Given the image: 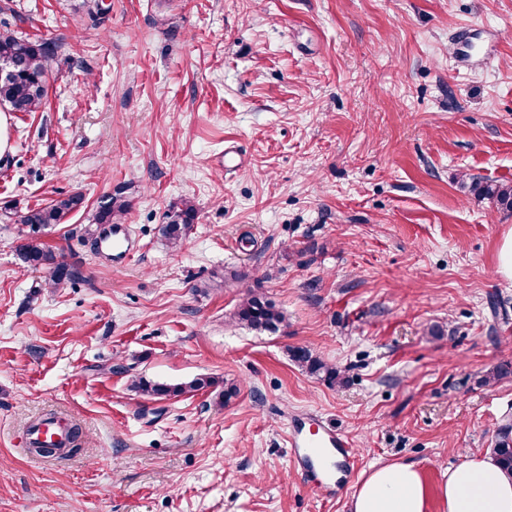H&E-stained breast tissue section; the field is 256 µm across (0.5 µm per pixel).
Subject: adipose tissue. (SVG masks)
<instances>
[{"mask_svg": "<svg viewBox=\"0 0 512 512\" xmlns=\"http://www.w3.org/2000/svg\"><path fill=\"white\" fill-rule=\"evenodd\" d=\"M448 512H512V478L486 454L449 468L442 486ZM427 489L416 463L381 466L367 475L352 497L351 512H425Z\"/></svg>", "mask_w": 512, "mask_h": 512, "instance_id": "adipose-tissue-1", "label": "adipose tissue"}]
</instances>
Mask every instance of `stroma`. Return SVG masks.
I'll use <instances>...</instances> for the list:
<instances>
[{
  "mask_svg": "<svg viewBox=\"0 0 512 512\" xmlns=\"http://www.w3.org/2000/svg\"><path fill=\"white\" fill-rule=\"evenodd\" d=\"M0 17L58 47L45 108L9 113L0 155V512H350L398 461L447 512L448 466L512 416V376L480 383L512 364V209L468 189L512 185V0H0ZM118 190L119 264L84 233ZM70 193L82 208L41 240L82 279L55 291L18 257L19 217ZM184 198L198 218L173 247L159 228ZM250 289L287 327L231 322ZM199 375L238 392L131 387ZM301 412L345 435L352 472L296 463ZM50 413L81 426L79 452L24 448ZM291 357L307 373L330 385L343 386L347 383V378L341 370L327 363L306 347L292 350Z\"/></svg>",
  "mask_w": 512,
  "mask_h": 512,
  "instance_id": "obj_1",
  "label": "stroma"
}]
</instances>
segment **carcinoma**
<instances>
[{
    "instance_id": "1",
    "label": "carcinoma",
    "mask_w": 512,
    "mask_h": 512,
    "mask_svg": "<svg viewBox=\"0 0 512 512\" xmlns=\"http://www.w3.org/2000/svg\"><path fill=\"white\" fill-rule=\"evenodd\" d=\"M56 46L47 41H30L14 35L9 23L0 20V62L10 67V72L0 78V106L12 112H36L45 102L49 62L55 55ZM473 191L479 198L495 200L512 209V186L474 184ZM83 195H64L51 204L30 208L21 215V223L28 227V233L17 247L21 261L31 269L46 270V285L63 288L80 281V271L69 264L62 253H56L39 241L42 230L63 223L65 217L79 208ZM127 211V203L119 194L108 198L97 213L99 224H116ZM197 218L195 204L184 199L171 207L167 222L160 227L161 236L171 246L181 245ZM232 319L239 325L258 332L277 331L286 321L282 311L270 300L252 290L247 291L233 313ZM292 359L307 373L330 385L343 386L347 383L344 373L327 363L306 347L291 351ZM215 385L208 377H197L179 384H167L139 377L132 381L137 392L154 398L182 396ZM490 455L500 471L512 477V424L499 427L496 431Z\"/></svg>"
}]
</instances>
